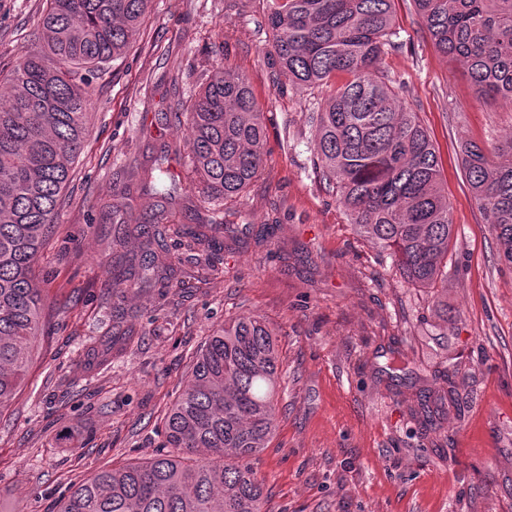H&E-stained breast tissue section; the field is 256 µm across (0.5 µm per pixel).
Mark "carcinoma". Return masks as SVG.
Wrapping results in <instances>:
<instances>
[{
    "mask_svg": "<svg viewBox=\"0 0 512 512\" xmlns=\"http://www.w3.org/2000/svg\"><path fill=\"white\" fill-rule=\"evenodd\" d=\"M152 0H48L41 45L21 52L0 106V406L9 402L31 361L43 318L34 264L56 224L57 206L81 148L91 112L88 75L121 58ZM268 26L282 74L300 88L348 80L312 116L315 168L360 236L393 258L402 278L433 290L440 330L429 337L448 358L444 325L448 251L454 224L439 157L417 112L398 104L395 81L377 62L395 47L394 0H269ZM420 26L448 61L465 66L476 92L512 106V0H412ZM189 151L211 213L182 229L187 246H210L226 230L219 202L258 176L264 155L262 114L246 77L216 67L185 113ZM512 140L488 149L461 146V167L473 198L512 267ZM162 167L144 171L153 203L135 212L112 206V223L132 226L138 257L120 279L142 289L171 277L167 228L174 188ZM276 329L240 319L213 332L193 364L165 422L175 455L104 468L72 484L59 512H266L253 460L276 428L279 380ZM425 435L458 407L454 386L416 389L404 398Z\"/></svg>",
    "mask_w": 512,
    "mask_h": 512,
    "instance_id": "cac0c4a2",
    "label": "carcinoma"
}]
</instances>
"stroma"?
<instances>
[{
	"label": "stroma",
	"instance_id": "35a3bbf8",
	"mask_svg": "<svg viewBox=\"0 0 512 512\" xmlns=\"http://www.w3.org/2000/svg\"><path fill=\"white\" fill-rule=\"evenodd\" d=\"M46 0H0V104L21 51L38 46ZM267 0H152L136 41L90 76L89 131L35 264L47 281L43 340L0 409V512H57L72 482L162 454L164 421L200 349L224 323L261 317L278 333V427L254 467L268 512H512V268L460 162L467 139H512V108L479 98L437 51L412 0H395V49L378 67L403 82L440 157L455 225L448 252L452 379L434 375L432 296L349 224L319 184L312 112L329 88L290 85L271 51ZM246 75L264 114L263 169L225 200L231 228L209 250L171 247L175 273L114 288L112 205L162 161L179 231L195 175L188 108L215 66ZM121 246H114V238ZM125 312L123 325L114 307ZM454 387L437 440L415 434L412 385Z\"/></svg>",
	"mask_w": 512,
	"mask_h": 512
}]
</instances>
